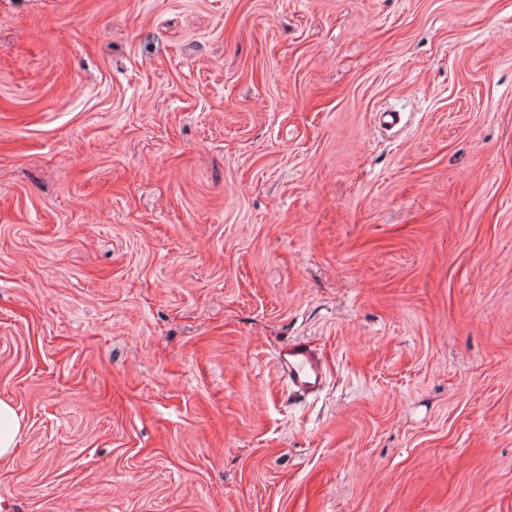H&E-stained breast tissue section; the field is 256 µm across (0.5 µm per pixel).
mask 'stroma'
<instances>
[{
  "label": "stroma",
  "mask_w": 512,
  "mask_h": 512,
  "mask_svg": "<svg viewBox=\"0 0 512 512\" xmlns=\"http://www.w3.org/2000/svg\"><path fill=\"white\" fill-rule=\"evenodd\" d=\"M0 399V512H512V0H0ZM275 367L290 394L308 397L322 391L326 383L324 361L309 342L292 340L276 352ZM21 417L12 404L0 400V458L10 456L22 432Z\"/></svg>",
  "instance_id": "stroma-1"
}]
</instances>
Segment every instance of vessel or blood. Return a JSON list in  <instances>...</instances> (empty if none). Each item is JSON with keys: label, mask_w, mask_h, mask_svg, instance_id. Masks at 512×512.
Listing matches in <instances>:
<instances>
[{"label": "vessel or blood", "mask_w": 512, "mask_h": 512, "mask_svg": "<svg viewBox=\"0 0 512 512\" xmlns=\"http://www.w3.org/2000/svg\"><path fill=\"white\" fill-rule=\"evenodd\" d=\"M275 367L297 396H310L322 391L326 383L324 361L316 348L304 340H292L276 352Z\"/></svg>", "instance_id": "vessel-or-blood-1"}]
</instances>
